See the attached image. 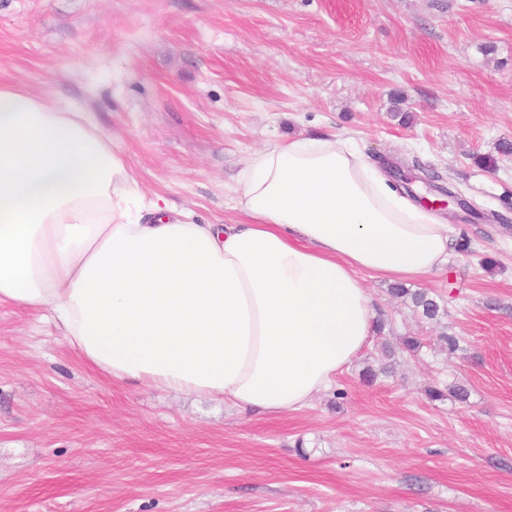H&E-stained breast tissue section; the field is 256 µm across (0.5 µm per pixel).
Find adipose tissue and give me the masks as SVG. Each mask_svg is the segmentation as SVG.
Here are the masks:
<instances>
[{
    "instance_id": "1",
    "label": "adipose tissue",
    "mask_w": 512,
    "mask_h": 512,
    "mask_svg": "<svg viewBox=\"0 0 512 512\" xmlns=\"http://www.w3.org/2000/svg\"><path fill=\"white\" fill-rule=\"evenodd\" d=\"M237 204L241 224L171 218L82 104L0 84V305L117 384L301 410L373 334L358 271L423 279L455 235L336 136L254 154Z\"/></svg>"
}]
</instances>
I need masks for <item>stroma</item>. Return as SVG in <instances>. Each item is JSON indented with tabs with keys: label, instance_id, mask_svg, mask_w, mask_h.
I'll return each mask as SVG.
<instances>
[{
	"label": "stroma",
	"instance_id": "35a3bbf8",
	"mask_svg": "<svg viewBox=\"0 0 512 512\" xmlns=\"http://www.w3.org/2000/svg\"><path fill=\"white\" fill-rule=\"evenodd\" d=\"M0 83L79 100L189 223H242L247 160L299 136L466 202L409 284L439 316L362 274L384 331L286 415L112 384L0 305V512H512V0H0ZM390 289L394 296L408 300L414 310L421 312L425 318L434 319L438 316L440 307L426 292H411L408 288L404 287H392Z\"/></svg>",
	"mask_w": 512,
	"mask_h": 512
}]
</instances>
